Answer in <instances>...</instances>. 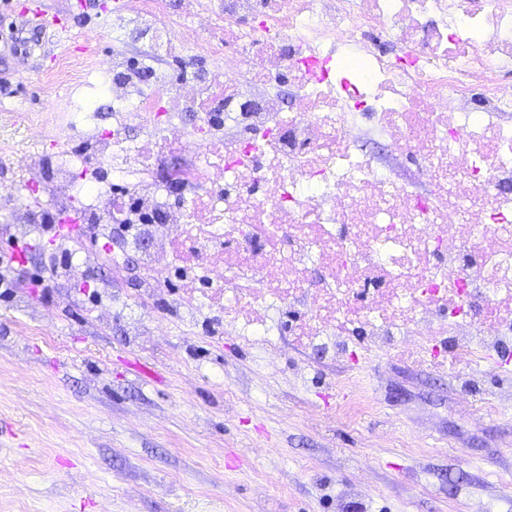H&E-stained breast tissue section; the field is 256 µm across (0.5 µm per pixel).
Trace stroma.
Returning <instances> with one entry per match:
<instances>
[{"mask_svg": "<svg viewBox=\"0 0 512 512\" xmlns=\"http://www.w3.org/2000/svg\"><path fill=\"white\" fill-rule=\"evenodd\" d=\"M0 4V145L34 150L29 118L81 144V110L56 77L65 49L34 12ZM71 8L74 37L98 29L103 50L158 56L147 37L112 30L115 0ZM81 249L120 258L89 280L55 279L56 233L0 238V512H512V347L497 371L437 366L387 348L329 358L282 333L281 372L260 346L174 313L167 291L142 298L144 273L120 227L79 230ZM43 287H35V280ZM108 287L110 321L83 292ZM486 398L460 407L458 382Z\"/></svg>", "mask_w": 512, "mask_h": 512, "instance_id": "1", "label": "stroma"}]
</instances>
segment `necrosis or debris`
Listing matches in <instances>:
<instances>
[{"instance_id": "obj_1", "label": "necrosis or debris", "mask_w": 512, "mask_h": 512, "mask_svg": "<svg viewBox=\"0 0 512 512\" xmlns=\"http://www.w3.org/2000/svg\"><path fill=\"white\" fill-rule=\"evenodd\" d=\"M112 28L184 44L179 70L145 81L151 59L86 35L88 62L58 73H104L112 129L92 110L90 145L22 158L40 203L1 175V237L78 198L111 235L122 188L151 219L143 296L194 239L176 301L233 311L225 335L263 337L272 357L295 308L305 343L331 355L342 336L370 352L398 334L413 351L449 342L471 368L512 343V0H133ZM362 131L407 178L359 149Z\"/></svg>"}]
</instances>
